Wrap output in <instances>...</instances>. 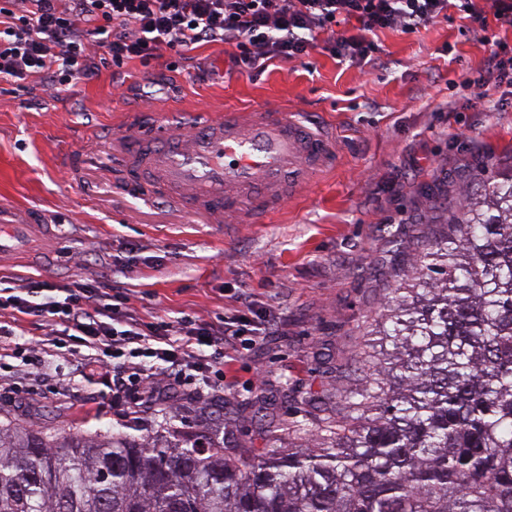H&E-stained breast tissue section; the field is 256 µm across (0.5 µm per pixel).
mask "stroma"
Wrapping results in <instances>:
<instances>
[{
    "label": "stroma",
    "mask_w": 512,
    "mask_h": 512,
    "mask_svg": "<svg viewBox=\"0 0 512 512\" xmlns=\"http://www.w3.org/2000/svg\"><path fill=\"white\" fill-rule=\"evenodd\" d=\"M379 64L338 63L328 52L264 71L228 75L225 45L125 65L112 77L97 51L92 77L69 90L0 83V199L17 216L45 214L49 238L26 258L0 255V276L51 288L84 282L128 289L147 321L194 313L214 322L255 295L266 336L235 354L212 388L161 384L138 422L121 420L104 370L48 348L39 369L0 362V425L57 434L111 431L157 437L174 427L222 440L230 452L264 456L315 425L357 369L359 326L372 321L412 258L446 230L466 196L512 171V87L487 109L468 84L485 73L489 44L467 20H438L412 34L379 31ZM285 101L336 135V167L312 179L260 224L215 229L142 194L140 180L92 139L121 131L128 112H190ZM80 255L81 266L60 258Z\"/></svg>",
    "instance_id": "35a3bbf8"
}]
</instances>
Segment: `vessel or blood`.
I'll use <instances>...</instances> for the list:
<instances>
[{
	"label": "vessel or blood",
	"instance_id": "vessel-or-blood-1",
	"mask_svg": "<svg viewBox=\"0 0 512 512\" xmlns=\"http://www.w3.org/2000/svg\"><path fill=\"white\" fill-rule=\"evenodd\" d=\"M125 125L147 145L135 151L129 135L114 136L108 146L114 165L148 170L160 200L216 226L259 223L336 164L333 132L279 102L224 113H159L149 121L130 113ZM11 211L0 203V224L13 236L0 240V252L41 227L38 216L17 222Z\"/></svg>",
	"mask_w": 512,
	"mask_h": 512
}]
</instances>
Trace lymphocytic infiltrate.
<instances>
[{
  "label": "lymphocytic infiltrate",
  "instance_id": "1",
  "mask_svg": "<svg viewBox=\"0 0 512 512\" xmlns=\"http://www.w3.org/2000/svg\"><path fill=\"white\" fill-rule=\"evenodd\" d=\"M486 10L474 0H0V81L24 88L29 79L69 86L95 69L91 47L105 50L115 69L137 58L150 63L165 51L186 54L213 42L231 45L228 70L266 68L317 48L342 62L372 61L384 29L418 32L456 9L472 31L491 22L512 26V0ZM0 359L28 353L39 363L46 346L85 348L90 366L107 369L113 404L136 419L158 374L191 378L203 386L223 379L227 360L266 333L255 325L253 298L242 290L233 312L219 323L186 314L174 321L139 318L127 292L74 281L44 293L35 281L0 278ZM36 324L51 343H17Z\"/></svg>",
  "mask_w": 512,
  "mask_h": 512
}]
</instances>
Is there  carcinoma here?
Returning <instances> with one entry per match:
<instances>
[{
    "label": "carcinoma",
    "instance_id": "cac0c4a2",
    "mask_svg": "<svg viewBox=\"0 0 512 512\" xmlns=\"http://www.w3.org/2000/svg\"><path fill=\"white\" fill-rule=\"evenodd\" d=\"M312 448L0 428V512H512V175L419 252Z\"/></svg>",
    "mask_w": 512,
    "mask_h": 512
}]
</instances>
